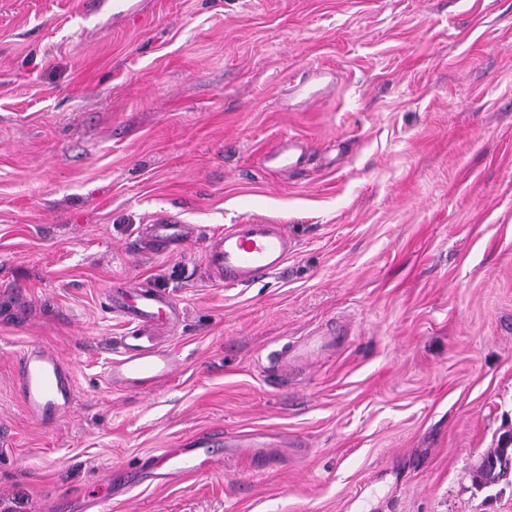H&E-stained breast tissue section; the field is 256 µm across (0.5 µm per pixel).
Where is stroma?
<instances>
[{
    "label": "stroma",
    "instance_id": "stroma-1",
    "mask_svg": "<svg viewBox=\"0 0 512 512\" xmlns=\"http://www.w3.org/2000/svg\"><path fill=\"white\" fill-rule=\"evenodd\" d=\"M0 0V512H512V0ZM292 134L305 162L270 169ZM192 237L145 247L158 214ZM283 225L250 287L208 239ZM115 280L176 301L172 377L106 380ZM334 348L277 370L283 346ZM73 367L43 426L28 344ZM223 427L220 470L152 456ZM293 251L280 224H231L209 238L204 260L214 280L248 286L280 270ZM16 371L17 393L29 417L49 425L72 410V369L57 353L33 344L17 356ZM511 461L512 448H503L500 445L481 459L477 467L478 479L484 484L497 482L511 467Z\"/></svg>",
    "mask_w": 512,
    "mask_h": 512
}]
</instances>
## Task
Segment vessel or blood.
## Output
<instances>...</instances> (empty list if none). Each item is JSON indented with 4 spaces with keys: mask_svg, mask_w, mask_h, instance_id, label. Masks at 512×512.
Listing matches in <instances>:
<instances>
[{
    "mask_svg": "<svg viewBox=\"0 0 512 512\" xmlns=\"http://www.w3.org/2000/svg\"><path fill=\"white\" fill-rule=\"evenodd\" d=\"M306 147L296 136L281 138L266 155L270 168L286 170L297 167ZM188 225L169 217L148 227L147 241L156 252H164L186 238ZM294 246L282 225L232 224L209 238L204 251L209 275L230 286H246L276 273L293 253ZM113 311L131 326L130 336L123 338L119 357L106 368L112 387L124 391H147L169 378L175 369L174 359L159 344L156 332L173 325L181 312L168 297L149 287H132L122 281L112 284ZM16 389L26 414L49 425L58 421L74 406L75 386L70 365L54 351L31 345L16 360ZM216 427L198 431L191 439L201 458L197 467L187 465L182 451L165 448L157 455L155 477L161 483L185 480L195 468L218 467L219 460L210 455L214 442L222 440Z\"/></svg>",
    "mask_w": 512,
    "mask_h": 512,
    "instance_id": "b4317fda",
    "label": "vessel or blood"
}]
</instances>
